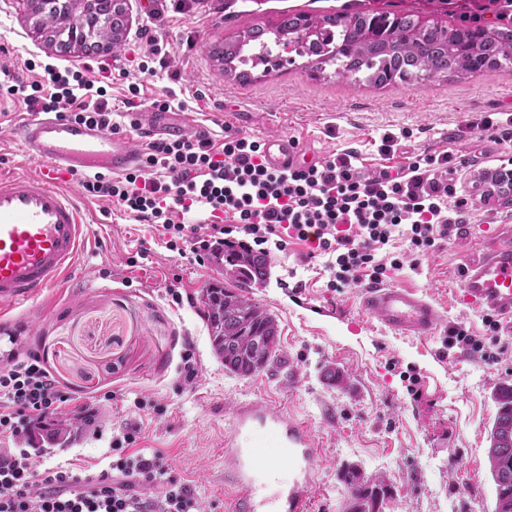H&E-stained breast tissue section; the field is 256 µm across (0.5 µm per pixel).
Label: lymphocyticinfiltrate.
Wrapping results in <instances>:
<instances>
[{
  "mask_svg": "<svg viewBox=\"0 0 512 512\" xmlns=\"http://www.w3.org/2000/svg\"><path fill=\"white\" fill-rule=\"evenodd\" d=\"M6 92L23 94L32 111L120 131L103 89L84 69L48 64L38 80L13 77ZM357 160L355 152L344 151L303 168L275 170L264 164L259 141L228 134L218 145L202 132L150 139L142 165L162 169V176L145 180L132 172L113 179L98 172L80 185L85 194L110 198L140 223L161 225L166 234L205 252L223 251L226 236L235 233L279 250L293 240L306 243L309 257H328L333 288L379 283L388 271L401 270L404 255L393 251L397 242H406V255L419 258L463 232L470 208L452 154H416L400 168L386 166L371 176L362 174ZM198 206L233 221H174V214ZM484 323L485 338L451 327L448 347L486 359L512 349L511 340L498 337L493 316ZM66 400L37 353L0 359V436L29 442L25 448H0V512H202L190 487L168 473L158 454L121 451L94 475L63 467L35 474L39 440Z\"/></svg>",
  "mask_w": 512,
  "mask_h": 512,
  "instance_id": "f902f5d3",
  "label": "lymphocytic infiltrate"
}]
</instances>
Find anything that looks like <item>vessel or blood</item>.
I'll return each mask as SVG.
<instances>
[{
    "label": "vessel or blood",
    "mask_w": 512,
    "mask_h": 512,
    "mask_svg": "<svg viewBox=\"0 0 512 512\" xmlns=\"http://www.w3.org/2000/svg\"><path fill=\"white\" fill-rule=\"evenodd\" d=\"M131 125L167 137L186 129L176 113H128ZM14 135L36 172L0 178V309L11 310L59 284L84 248L88 224L74 196L65 192L80 175L137 168L139 150L86 124L38 113L20 121ZM266 165L300 163L295 141L266 139ZM459 304L491 311L512 325V242L492 246L469 264L455 294ZM360 306L390 330L425 338L435 333L439 315L427 297L410 287L369 286ZM317 450L302 422L240 404L224 439V482L236 490L232 512H310Z\"/></svg>",
    "instance_id": "1"
}]
</instances>
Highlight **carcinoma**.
<instances>
[{"instance_id":"carcinoma-1","label":"carcinoma","mask_w":512,"mask_h":512,"mask_svg":"<svg viewBox=\"0 0 512 512\" xmlns=\"http://www.w3.org/2000/svg\"><path fill=\"white\" fill-rule=\"evenodd\" d=\"M44 14L40 26L49 40L60 48L71 46L65 23L71 4L67 0H41ZM88 33L84 45H98L123 24L112 13L111 0H98L85 19ZM320 28L321 37L300 55L316 57V64H332L338 77L359 76L367 85L383 87L398 81L418 83L435 77H464L483 70L486 64L497 70L512 66V26L491 29L479 36L456 33L421 24L418 16L406 11L386 16L373 11L346 9L334 15H288L274 30V43L295 36L303 25ZM265 30L248 28L219 48L224 70H234L243 47L253 44L270 53ZM224 269L247 281H265L266 259L237 246L224 247ZM202 292L209 299L207 318L214 350L224 369L240 377H251L268 367L279 351L278 323L259 303L224 284L208 282ZM498 410L490 430L487 458L495 485L494 512H502L500 501L512 499V385H501L495 394ZM342 480L349 491L348 512H380L384 486L370 483L356 467L344 470Z\"/></svg>"}]
</instances>
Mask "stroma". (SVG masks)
I'll list each match as a JSON object with an SVG mask.
<instances>
[{
    "label": "stroma",
    "mask_w": 512,
    "mask_h": 512,
    "mask_svg": "<svg viewBox=\"0 0 512 512\" xmlns=\"http://www.w3.org/2000/svg\"><path fill=\"white\" fill-rule=\"evenodd\" d=\"M347 2L194 0L179 14L168 0H130L120 48L104 57L114 73L108 80L86 54L62 53L34 37L14 0H0V68L32 81L48 63L87 67L88 78L107 91L119 140L135 146L146 140L124 122L132 84L143 100L175 99L218 144L228 132L260 142L285 135L317 162L355 150L366 174L404 165L414 152H450L461 163V189L470 190L498 156L476 123L512 113V67L373 88L337 77L330 66L312 71L299 55L258 65L241 80L211 54L245 28H273L285 14H333ZM151 36L171 48L168 66L152 73L140 67ZM28 115L21 96H0V176L36 168L13 135ZM387 134L396 143L385 156ZM69 190L90 214L87 245L101 258L76 262L61 284L0 319V352H38L68 395L55 416L53 448L35 472L106 468L113 439L130 432L128 452L161 455L169 473L193 487L204 512H229L224 437L235 408L250 401L309 425L317 448L311 512H345L342 473L350 466L387 485L381 512H493L492 394L512 382V350L493 363L444 341L456 323L478 336L486 332L484 312L456 306L453 294L466 258L512 235V198L472 199L468 233L440 243L417 269L388 278V285L416 288L435 303L437 330L419 338L394 334L364 314L359 286L328 288L322 259H307L301 242L272 251L265 281L248 283L213 262L198 264L190 249L169 247L161 226L82 195L78 182ZM209 281L239 286L276 319L280 351L262 372L242 378L216 357L198 308ZM188 350L198 369L190 380L181 372ZM331 369L345 386L329 380ZM89 402L98 413L84 424L79 408Z\"/></svg>",
    "instance_id": "stroma-1"
}]
</instances>
